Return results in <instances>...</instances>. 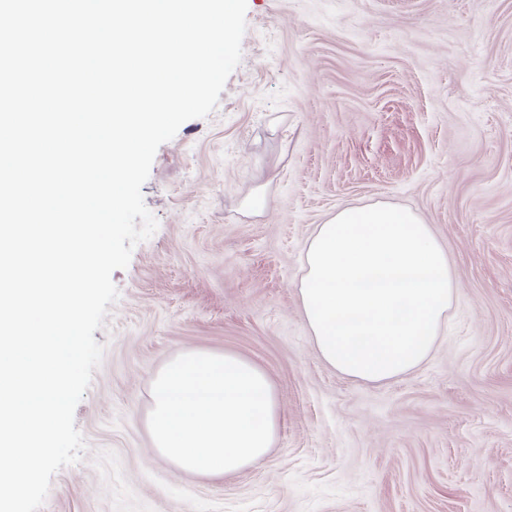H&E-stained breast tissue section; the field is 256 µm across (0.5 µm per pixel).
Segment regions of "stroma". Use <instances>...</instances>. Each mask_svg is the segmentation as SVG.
Masks as SVG:
<instances>
[{
  "label": "stroma",
  "instance_id": "35a3bbf8",
  "mask_svg": "<svg viewBox=\"0 0 512 512\" xmlns=\"http://www.w3.org/2000/svg\"><path fill=\"white\" fill-rule=\"evenodd\" d=\"M246 21L216 110L156 153L87 451L40 512H512V0H247ZM375 202L431 224L458 291L430 357L369 383L320 359L297 284L317 224ZM192 349L254 362L278 404L273 448L219 479L146 426Z\"/></svg>",
  "mask_w": 512,
  "mask_h": 512
}]
</instances>
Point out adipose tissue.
Masks as SVG:
<instances>
[{
  "mask_svg": "<svg viewBox=\"0 0 512 512\" xmlns=\"http://www.w3.org/2000/svg\"><path fill=\"white\" fill-rule=\"evenodd\" d=\"M297 285L319 357L341 375L383 382L434 350L456 294L448 253L414 212L351 206L318 225Z\"/></svg>",
  "mask_w": 512,
  "mask_h": 512,
  "instance_id": "obj_1",
  "label": "adipose tissue"
}]
</instances>
